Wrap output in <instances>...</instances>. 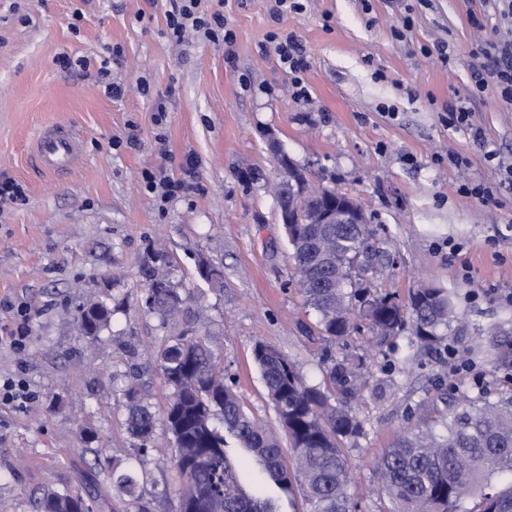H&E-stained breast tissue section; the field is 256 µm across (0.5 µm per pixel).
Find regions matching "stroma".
<instances>
[{"label": "stroma", "instance_id": "1", "mask_svg": "<svg viewBox=\"0 0 512 512\" xmlns=\"http://www.w3.org/2000/svg\"><path fill=\"white\" fill-rule=\"evenodd\" d=\"M303 4L295 12L278 0H199V12L223 13L234 30L228 55L200 35L171 39L169 0H0V172L29 197L0 212V334H9L20 304L32 329L24 353L0 345V382L23 379L30 395L24 407L0 404V512H34L33 492L47 488L79 491L94 512H112L111 469L126 468L137 444L124 424L122 376L138 363L156 414L170 394L154 358L170 331L141 305V268L154 250L165 251L173 281L191 295L195 329L257 418L273 421L274 411L255 343L283 353L313 385L324 382L325 356L363 358L370 391L356 412L365 433L348 450L357 512H389L386 498L365 493L375 460L422 410H444L449 387L466 391L479 377L492 394L512 391L487 347L471 370L454 372L439 353L410 351L403 336L380 347L365 330L344 342L323 337L293 278L267 146L275 133L312 185L360 202L393 258L377 288L402 302L422 287L447 290L462 317L460 345L493 324L512 333V190L500 184L512 165V106L492 89L470 94L481 64L472 49L512 37V18L497 0ZM275 29L304 47L307 98H294L275 51L259 49ZM64 56L76 67L62 68ZM107 56L112 80L127 87L118 99L98 84ZM141 77L149 93L138 91ZM459 98L469 101L471 127L441 119ZM159 100L168 108L160 126L152 119ZM57 124L78 126L84 140L80 163L53 176L34 159L33 143ZM132 131L134 146L126 143ZM489 150L497 153L491 162ZM451 152L468 167L437 163ZM190 156L198 162L193 192L163 200L147 189L145 172L180 174ZM466 180L493 187L492 200L462 196ZM452 241L461 251L450 253ZM202 259L221 266V284L199 277ZM86 294L114 309L94 344L74 323ZM100 449L109 470L94 464ZM175 451L157 425L131 512H177ZM228 454L248 491L276 499L280 512H309L301 488L285 495L237 445Z\"/></svg>", "mask_w": 512, "mask_h": 512}]
</instances>
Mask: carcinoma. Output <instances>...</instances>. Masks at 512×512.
<instances>
[{
	"instance_id": "1",
	"label": "carcinoma",
	"mask_w": 512,
	"mask_h": 512,
	"mask_svg": "<svg viewBox=\"0 0 512 512\" xmlns=\"http://www.w3.org/2000/svg\"><path fill=\"white\" fill-rule=\"evenodd\" d=\"M319 195L301 200L305 223L288 238L294 279L305 303L318 314L322 335L344 340L366 322L375 343L407 335L413 347H442L453 369L468 363L459 356V313L448 292L419 288L402 304L360 278L368 262L384 267L369 224H312ZM166 256L153 252L144 265L145 309L173 326L175 333L157 351L156 361L171 388L163 424L173 436L175 467L182 479L178 512H278L275 501L246 493L226 450V436L237 440L261 466L263 480L283 493L303 486L311 512H353L349 462L342 445L352 444L363 425L353 405L366 388L360 359L329 358L323 372L330 388L310 385L292 362L274 347L256 343L254 362L289 448L276 431L249 415L232 377L217 367L215 355L186 319L190 296L180 292L162 267ZM112 320V308L89 299L77 309V326L97 341ZM495 369L512 379V336L492 326ZM132 364L123 394L125 424L139 440L123 472L112 473V497H133L139 486L134 462L140 461L158 423ZM371 492L388 498L393 512H512V395L491 399L477 382L465 395L451 390L439 426L419 427L402 435L378 457ZM36 512H92L76 492L45 490L34 500Z\"/></svg>"
}]
</instances>
